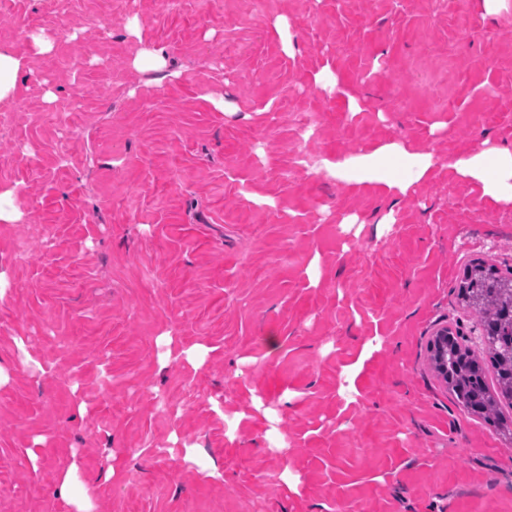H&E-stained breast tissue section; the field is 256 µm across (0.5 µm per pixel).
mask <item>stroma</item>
I'll list each match as a JSON object with an SVG mask.
<instances>
[{
	"label": "stroma",
	"mask_w": 512,
	"mask_h": 512,
	"mask_svg": "<svg viewBox=\"0 0 512 512\" xmlns=\"http://www.w3.org/2000/svg\"><path fill=\"white\" fill-rule=\"evenodd\" d=\"M0 51V512H67L72 465L95 512H512V409L429 352L478 335L467 267L512 270V204L451 166L512 148V0H0ZM393 141L435 159L408 194L320 170ZM22 67L20 59L0 51V101L12 96Z\"/></svg>",
	"instance_id": "stroma-1"
}]
</instances>
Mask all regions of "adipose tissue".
<instances>
[{"label":"adipose tissue","mask_w":512,"mask_h":512,"mask_svg":"<svg viewBox=\"0 0 512 512\" xmlns=\"http://www.w3.org/2000/svg\"><path fill=\"white\" fill-rule=\"evenodd\" d=\"M434 165L432 154L410 150L401 142H391L369 154L324 161L322 169L337 180L378 184L387 192L404 195L427 178ZM452 167L459 176L479 183L484 195L512 203V149L492 145L456 158Z\"/></svg>","instance_id":"ef3b65f1"}]
</instances>
